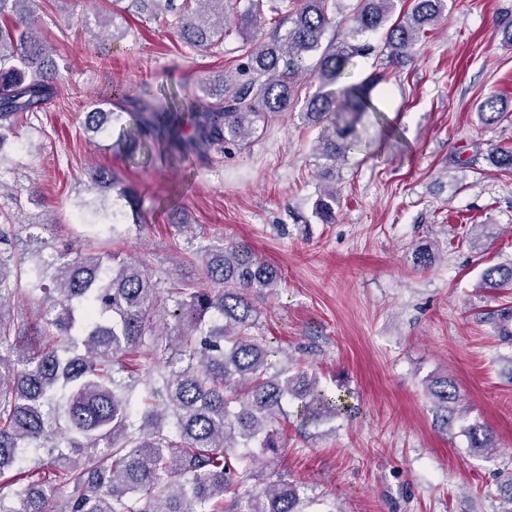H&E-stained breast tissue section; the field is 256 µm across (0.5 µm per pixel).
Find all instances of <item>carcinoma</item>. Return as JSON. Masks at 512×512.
I'll return each instance as SVG.
<instances>
[{
	"label": "carcinoma",
	"mask_w": 512,
	"mask_h": 512,
	"mask_svg": "<svg viewBox=\"0 0 512 512\" xmlns=\"http://www.w3.org/2000/svg\"><path fill=\"white\" fill-rule=\"evenodd\" d=\"M357 0L352 26L342 41L325 40L335 27L329 0H296L268 39L250 46L244 70L220 78L223 96H198L187 105L196 120L185 136L183 112L158 110L146 88L132 127L112 143L120 153L137 141L162 142L169 153L204 159L211 149L246 145L259 128L294 101L295 84L314 56L319 91L304 116L334 127L318 157L324 174L344 150L361 116L374 112L369 86H334L355 57L375 52L364 36L383 31L381 51L400 62L448 15V0ZM135 12L155 19L173 15L178 37L205 52L224 40L230 20L224 0H128ZM39 0H0V146L19 118L44 111L62 76L54 49L37 31ZM502 99L489 95L478 105L484 122L505 117ZM123 113L97 108L85 128L111 137ZM500 172L512 173V146L488 155ZM91 188L112 192L125 210L77 216L99 232L114 230L116 217L143 219L140 193L112 171L89 173ZM338 197L327 187L314 203L321 222L334 220ZM34 267L22 275L6 249L10 230L0 227V512H303L300 486L278 480L242 497L238 493L259 456L237 454L258 448L273 461L279 448L275 423L290 400L300 403L304 423L319 426L336 417V405L304 371L273 360V352L250 334L258 312L251 295L277 284V271L237 245L200 256L210 286L168 289L176 298V332L156 321L157 283L144 258H121L110 250L64 249L31 233ZM485 288L512 285V264L486 268ZM39 303L35 321L5 313L21 295ZM158 367L149 398L139 407L133 373L142 349ZM429 393L438 409L454 410L455 386L437 381ZM236 409L230 410V404ZM44 448L46 465L21 467L22 451Z\"/></svg>",
	"instance_id": "obj_1"
}]
</instances>
